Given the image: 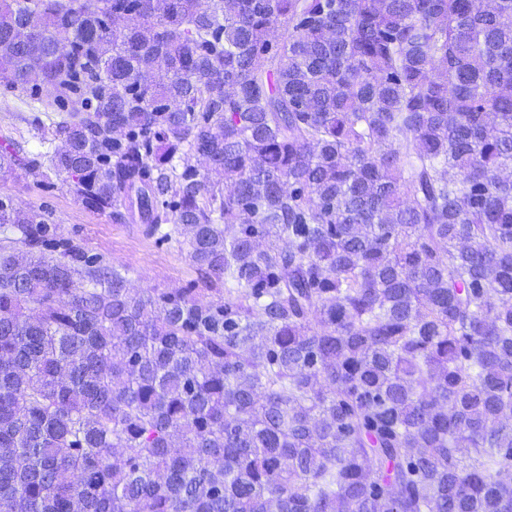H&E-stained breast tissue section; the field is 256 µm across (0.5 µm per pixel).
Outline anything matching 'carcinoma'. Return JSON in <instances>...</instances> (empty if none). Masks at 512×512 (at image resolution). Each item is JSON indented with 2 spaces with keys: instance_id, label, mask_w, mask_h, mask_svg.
<instances>
[{
  "instance_id": "1",
  "label": "carcinoma",
  "mask_w": 512,
  "mask_h": 512,
  "mask_svg": "<svg viewBox=\"0 0 512 512\" xmlns=\"http://www.w3.org/2000/svg\"><path fill=\"white\" fill-rule=\"evenodd\" d=\"M0 85L224 281L0 199V512H512V0H0Z\"/></svg>"
}]
</instances>
